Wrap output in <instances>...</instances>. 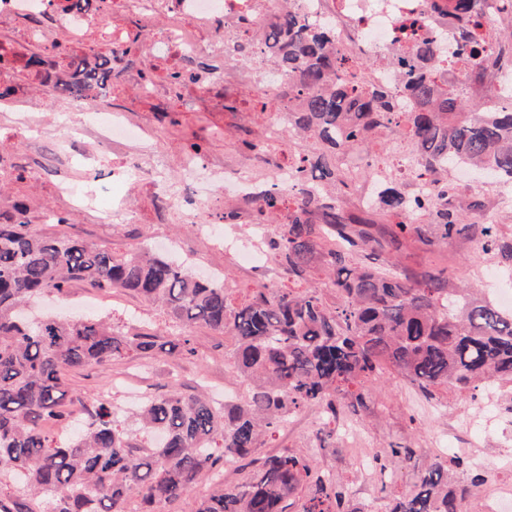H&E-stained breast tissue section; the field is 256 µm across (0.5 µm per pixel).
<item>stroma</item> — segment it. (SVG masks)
<instances>
[{
	"instance_id": "obj_1",
	"label": "stroma",
	"mask_w": 512,
	"mask_h": 512,
	"mask_svg": "<svg viewBox=\"0 0 512 512\" xmlns=\"http://www.w3.org/2000/svg\"><path fill=\"white\" fill-rule=\"evenodd\" d=\"M130 97V92L118 90L103 92L90 100L87 120L92 131L85 137L87 153L77 157L71 156L67 138L71 123L69 100L38 94L23 103L9 99L7 108L0 109V186L27 202L32 231L53 234L61 230L115 256L138 250L148 238L160 234L181 248L193 270L218 275L234 297H244L260 287L261 278L240 271L222 243L200 236L195 225L182 223L176 213L167 212L165 223H154L155 213L165 206L158 193L127 185L134 212L122 224L97 223L93 213L72 208L67 197L54 193L53 186L58 181L56 159L67 156L71 159L67 181L90 185L99 203H111L110 170L123 157L98 144L93 128L109 121L112 110L128 105ZM134 118L151 129L152 145L168 152L166 173L172 179L179 174V155L194 143L200 145L203 155L225 160L230 167L242 164L248 156L242 144L245 132L260 125L256 115L222 112L212 107L193 112H156L145 105ZM54 213L66 217V224H53L50 216ZM396 258L403 267L419 273L447 269L452 288L481 287L485 269L500 265L499 259L484 255L464 238L431 248L408 240L401 250L388 246L377 251L374 265L383 269ZM40 303L43 310L50 312L102 317L120 329L131 322L151 332L175 327L163 308L112 288L100 290L75 284L61 295H46ZM188 334L192 346L188 353L168 355L156 351L68 371L70 396L89 399L110 392L113 384L121 383L127 390L113 394L112 401L126 410L146 395L164 394L174 388L187 394L204 389L216 397L223 396L228 386L245 391V384L235 377L231 367L229 338L200 326L191 327ZM438 405L439 414L425 413V400L400 378L386 373L371 387L365 408L349 415V422L361 434L362 453L373 454L392 445L414 448L413 461L394 469L385 481L375 474L360 472L351 452L336 451L335 440L320 443L318 436L326 429L324 420L319 415L308 417L303 408L295 412L292 429L269 434L256 454L262 457L286 449L310 450L320 466L331 470L337 482L347 487L350 505L358 510L377 504L379 497L393 498L404 492L417 474L440 456L441 442H448L453 448H472L489 458L501 451L512 452V417L490 420L478 429L470 423L478 405L470 395L444 394Z\"/></svg>"
}]
</instances>
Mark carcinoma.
<instances>
[{
	"label": "carcinoma",
	"instance_id": "obj_1",
	"mask_svg": "<svg viewBox=\"0 0 512 512\" xmlns=\"http://www.w3.org/2000/svg\"><path fill=\"white\" fill-rule=\"evenodd\" d=\"M448 15L467 57L466 78L481 79L488 69L512 71V34L495 54L481 52L492 36L482 0H448ZM267 43L295 95L303 97L291 122L311 139L294 155L309 185L290 208L283 195L264 196L254 219L278 223L288 208V223L270 241L280 267L300 282L318 264L326 287L286 292L264 285L236 303L226 288L169 256L141 249L116 258L63 232H33L28 206L13 204L0 224V512H127L134 497L140 512H166L168 503L224 471L227 458L241 469L258 467L201 497L195 512H355L347 488L315 459L290 450L251 458L287 414L311 406L334 422L355 413L386 369L428 400L448 387L512 386V313L448 288L443 269L416 274L364 262L374 247L387 243L399 250L408 238L426 246L474 239L481 251L512 262V238L485 223L483 202L442 176L444 166L460 161L512 178V102L470 101L441 73L460 61H444L428 42L402 61L409 98L404 112L384 92L366 88L360 59L333 51L327 32L291 10L280 12ZM51 52L54 67L71 72L56 85L58 97L84 100L111 84L112 56L99 54L88 69L65 39ZM26 67L33 79L47 75L40 47L31 50ZM399 122L407 141L397 143V151L444 183L439 202L420 208L414 224L406 222L407 192L391 175L383 177L373 209H345L347 196L371 170L351 169L344 156L371 153ZM73 283L160 304L180 331L164 341L157 333L122 332L101 317L21 316L30 300ZM193 324L231 337L233 368L248 386L238 401L218 405L204 393L176 389L144 401L137 421L164 436L148 448L133 442L112 398L65 404L67 370L131 352L186 350L184 329ZM81 419L84 424L60 443L44 427ZM413 457L407 445L386 448L376 459L385 469ZM463 465L461 457L434 459L411 488L377 512H467L486 479L476 474L468 484L459 482L455 471Z\"/></svg>",
	"mask_w": 512,
	"mask_h": 512
}]
</instances>
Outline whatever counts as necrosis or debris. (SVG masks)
I'll use <instances>...</instances> for the list:
<instances>
[{
  "label": "necrosis or debris",
  "instance_id": "4bbe7bcc",
  "mask_svg": "<svg viewBox=\"0 0 512 512\" xmlns=\"http://www.w3.org/2000/svg\"><path fill=\"white\" fill-rule=\"evenodd\" d=\"M286 0H83L81 7H63V0H0V21L40 16L41 24L15 36L9 77L24 67L25 49L34 42L53 41L65 33L75 45L97 42L112 54V84L135 87L138 97L155 108L175 101L181 107L210 104L211 94L249 92L274 104L265 112L256 155L268 168L265 179L238 172L227 174L219 159L185 153L181 158L185 185L166 187L171 206L194 219L209 199L210 187L221 184L225 200L236 207L228 219L250 225L247 236H225L216 224L199 225L200 234L223 237L226 250L248 273H273L276 258L264 226L253 223L254 202L265 193H294L302 176L297 165L282 161L296 152V137L287 117L292 110L287 77L277 68L260 64L267 51L266 30ZM302 20L325 24L336 36V50L352 57H376L365 81L396 101H404L397 56L407 53L401 38L403 23L415 22L417 32L434 44L444 59L460 56L461 46L449 28L446 0H287ZM373 178L361 187L355 204L373 208L379 192L378 176L387 172L407 182L412 199L435 198L441 185L416 177L405 162L387 168L373 163Z\"/></svg>",
  "mask_w": 512,
  "mask_h": 512
}]
</instances>
